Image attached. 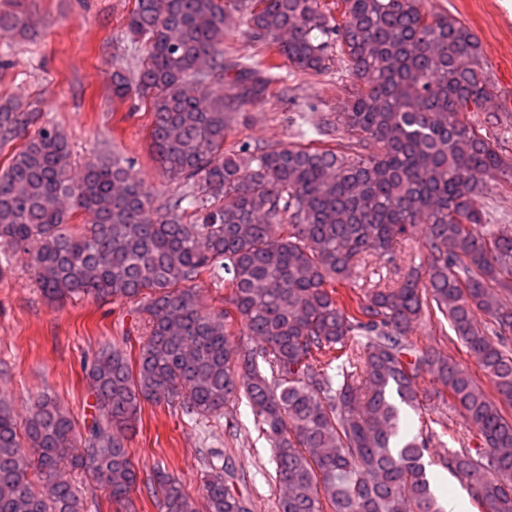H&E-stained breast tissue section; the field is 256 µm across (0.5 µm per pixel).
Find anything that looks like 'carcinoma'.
<instances>
[{"label":"carcinoma","instance_id":"cac0c4a2","mask_svg":"<svg viewBox=\"0 0 512 512\" xmlns=\"http://www.w3.org/2000/svg\"><path fill=\"white\" fill-rule=\"evenodd\" d=\"M237 14L256 57L224 52ZM34 25L24 0L0 11L1 38ZM126 30L145 59L131 78L113 73L112 97L133 88L148 99L153 158L177 185L168 198L108 154L73 174L67 136L0 100V150L24 138L0 167V250L24 253L50 299L150 295L137 357L106 346L87 370L98 414L83 435L48 393L22 423L0 400V512H83L65 461L90 465L119 503L137 484L125 439L142 402L208 418L242 394L273 449L277 512H444L424 461L437 433L400 435L393 403L418 408L428 376L483 440L475 451L460 443L443 464L477 512H512V233L476 205L512 163L466 116L491 97L477 35L424 0H336L334 12L322 0H135ZM333 47L347 105L313 124L328 145L224 150L242 107L277 83L288 94L279 60L321 74ZM229 78L232 94L210 90ZM79 213L87 227L76 230ZM419 224L423 264L371 279L372 263L394 262ZM221 273L231 293L216 315L199 283ZM359 280V295L336 296L335 284ZM429 300L493 394L462 363L409 341ZM238 320L258 344L235 342ZM233 480L211 456L205 512H252ZM154 483L159 512H198L177 479L159 471Z\"/></svg>","mask_w":512,"mask_h":512}]
</instances>
